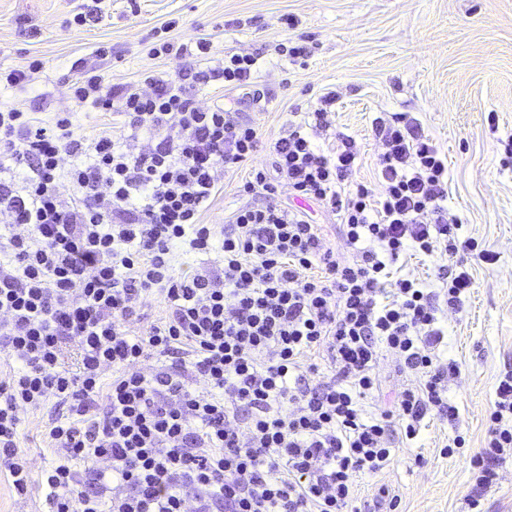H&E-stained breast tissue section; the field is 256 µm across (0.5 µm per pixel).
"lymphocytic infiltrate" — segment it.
Wrapping results in <instances>:
<instances>
[{
    "mask_svg": "<svg viewBox=\"0 0 512 512\" xmlns=\"http://www.w3.org/2000/svg\"><path fill=\"white\" fill-rule=\"evenodd\" d=\"M211 45L160 38L150 54L182 59L184 73L126 83L74 63L73 99L118 109L116 134L86 136L71 113L45 121L0 103V479L21 496L39 485L49 512H349L358 480L390 463L394 434L411 440L428 414L457 416L431 291L410 278L384 287L409 252L436 255L444 303L457 311L474 283L447 260L465 250L495 261L443 213L446 157L397 113L374 127L378 188L345 189L357 151L347 138L329 153L316 146L335 102L323 96L271 143L272 169H252L242 185L266 205L239 207L216 240L201 216L221 173L249 161L260 136L224 105L202 106L198 88L260 91L250 54L196 70ZM143 138L147 149L133 151ZM284 185L303 206L278 204ZM311 203L337 216L352 258L324 248ZM180 246L200 259L193 275L176 270ZM156 293L166 317L130 330ZM322 348L331 376L305 384L318 372L305 359ZM384 350L417 383L372 413ZM154 356L159 365L143 370ZM51 400L65 412L45 428L52 458L37 470L18 427L22 411ZM487 421L470 459L471 512L512 455V373Z\"/></svg>",
    "mask_w": 512,
    "mask_h": 512,
    "instance_id": "lymphocytic-infiltrate-1",
    "label": "lymphocytic infiltrate"
}]
</instances>
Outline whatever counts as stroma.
Returning a JSON list of instances; mask_svg holds the SVG:
<instances>
[{"instance_id": "35a3bbf8", "label": "stroma", "mask_w": 512, "mask_h": 512, "mask_svg": "<svg viewBox=\"0 0 512 512\" xmlns=\"http://www.w3.org/2000/svg\"><path fill=\"white\" fill-rule=\"evenodd\" d=\"M90 7L101 10L103 22L72 26L73 15ZM285 14L297 19L296 29L281 27ZM173 18L176 40L210 35L208 66L222 63L228 52L258 60L260 98L220 99L209 87L199 94L204 105L223 100L256 124L262 139L248 165L222 175L204 223L227 229L229 213L249 201L240 187L251 169L270 167V143L329 92L337 96L332 127L315 133L314 141L325 148L338 134L354 140L360 156L351 182L377 184L380 143L372 122L382 112L417 118L446 155V206L460 221L459 238L497 256L482 264L459 252L475 286L462 311L440 313L446 335L439 355L457 367L448 401L458 416L451 424L426 416L415 439L396 437L389 466L361 482L357 506L371 512L384 490L399 497L398 512H468L474 484L469 459L484 444L497 382L512 372V159L504 154L512 144V0H0V69L26 67L33 57L44 63L31 86L0 91V102L41 118L75 113L84 133L111 126L112 115L76 106L72 63L83 61L115 83L150 70L179 72V60L154 58L146 47L151 30ZM288 39L304 40L305 60L279 53ZM102 42L111 48L105 58L96 53ZM377 374L372 412L390 408L415 382L389 353ZM56 413L47 405L28 410L22 420L20 448L36 464L51 457L42 431ZM457 435L464 447L441 455Z\"/></svg>"}]
</instances>
